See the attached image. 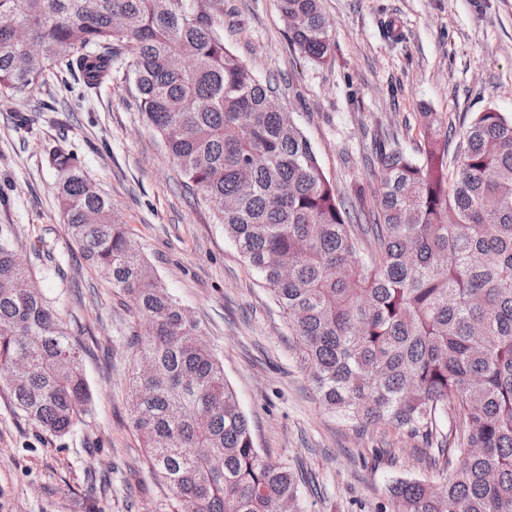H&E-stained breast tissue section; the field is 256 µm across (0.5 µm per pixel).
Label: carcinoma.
<instances>
[{
  "label": "carcinoma",
  "mask_w": 512,
  "mask_h": 512,
  "mask_svg": "<svg viewBox=\"0 0 512 512\" xmlns=\"http://www.w3.org/2000/svg\"><path fill=\"white\" fill-rule=\"evenodd\" d=\"M288 37L332 59L320 0H279ZM126 60L187 187L272 292L319 400L357 431L420 441L441 483L398 478L394 512H512V116L476 113L448 164L423 113L416 156L382 144L368 220L224 44V0H0V89L66 70L87 90ZM63 223L136 319L129 410L146 464L195 512H304L291 468L255 447L199 323L153 275L74 155L50 150ZM0 224V392L56 435L89 411L81 346Z\"/></svg>",
  "instance_id": "1"
}]
</instances>
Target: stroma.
I'll use <instances>...</instances> for the list:
<instances>
[{
	"label": "stroma",
	"instance_id": "35a3bbf8",
	"mask_svg": "<svg viewBox=\"0 0 512 512\" xmlns=\"http://www.w3.org/2000/svg\"><path fill=\"white\" fill-rule=\"evenodd\" d=\"M335 59L317 66L288 39L279 0H224V42L310 140L340 193L370 187L365 159L392 139L417 155L421 115L463 130L488 108L512 113V0H321ZM32 115L17 128L15 113ZM63 146L127 224L168 291L199 322L249 419L255 445L298 469L305 512H380L398 478L431 480L421 445L361 433L318 399L300 346L259 275L209 206L186 196L133 86L115 74L80 92L68 72L0 94V224L14 228L33 280L83 342L91 411L58 437L0 394V512H173L145 464L128 409V304L82 263L45 156ZM392 443L394 455L376 458Z\"/></svg>",
	"mask_w": 512,
	"mask_h": 512
}]
</instances>
